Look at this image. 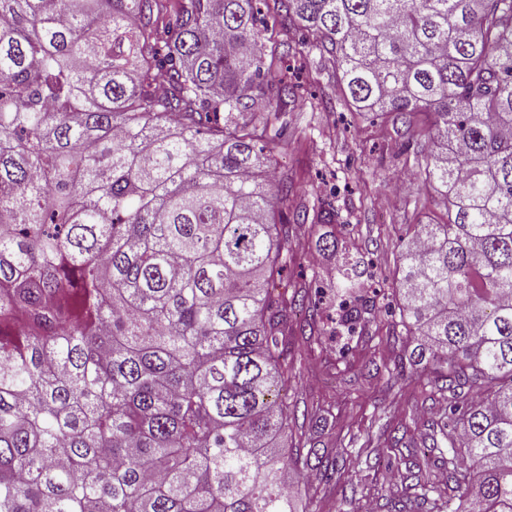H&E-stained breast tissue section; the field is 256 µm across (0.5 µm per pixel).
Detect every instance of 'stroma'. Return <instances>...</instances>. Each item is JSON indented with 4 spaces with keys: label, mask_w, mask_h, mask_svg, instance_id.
<instances>
[{
    "label": "stroma",
    "mask_w": 512,
    "mask_h": 512,
    "mask_svg": "<svg viewBox=\"0 0 512 512\" xmlns=\"http://www.w3.org/2000/svg\"><path fill=\"white\" fill-rule=\"evenodd\" d=\"M300 86L297 100L274 103L272 130L276 167L288 175L307 202L330 201L339 224L325 228L290 227L291 263L278 292L290 298L304 286L319 304L323 333L306 341L287 334L291 367L285 391L289 402L328 417L320 447L335 457L340 478L326 481L311 473L297 498L298 512H353L354 507L383 512L388 499L405 496L408 448L423 449L441 417L442 400L411 366L401 363L405 333L399 313L376 300L368 321L350 337L334 336L338 258L320 250L317 240L332 233L360 257L368 271L365 288L390 278L407 228L440 220L432 189L397 183L424 165L432 147L416 126L354 111L328 54L311 48L279 61ZM403 437L390 447V437Z\"/></svg>",
    "instance_id": "35a3bbf8"
}]
</instances>
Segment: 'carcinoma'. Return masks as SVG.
Instances as JSON below:
<instances>
[{
  "mask_svg": "<svg viewBox=\"0 0 512 512\" xmlns=\"http://www.w3.org/2000/svg\"><path fill=\"white\" fill-rule=\"evenodd\" d=\"M0 0V512H294L269 170L294 29L358 111L422 115L440 195L392 282L448 443L394 512H512V0ZM345 256L343 287L361 285ZM352 334L362 309L340 305ZM488 391L460 403L461 389Z\"/></svg>",
  "mask_w": 512,
  "mask_h": 512,
  "instance_id": "1",
  "label": "carcinoma"
}]
</instances>
